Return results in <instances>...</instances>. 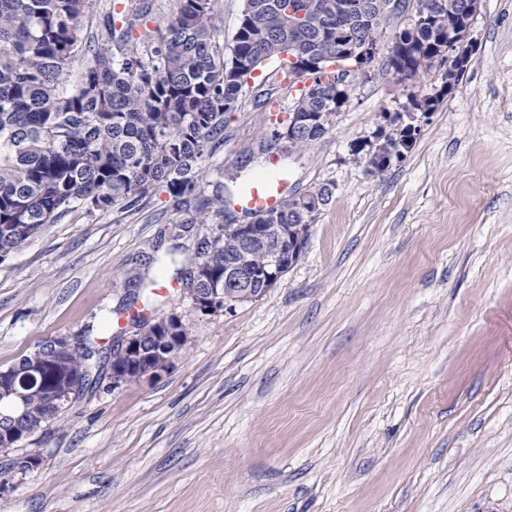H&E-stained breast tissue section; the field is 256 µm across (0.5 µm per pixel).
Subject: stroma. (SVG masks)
<instances>
[{
  "label": "stroma",
  "instance_id": "1",
  "mask_svg": "<svg viewBox=\"0 0 512 512\" xmlns=\"http://www.w3.org/2000/svg\"><path fill=\"white\" fill-rule=\"evenodd\" d=\"M463 78L401 161L352 152L406 119L412 96L381 62L310 147L288 190L334 197L298 261L256 299L204 313L166 279L158 314L187 343L167 373L73 395L0 466L37 452L0 512H512V0H482ZM264 95L265 109L254 106ZM296 90L272 66L243 88L210 155L205 192L263 165ZM186 202L48 224L0 262V367L100 327L154 248L193 247Z\"/></svg>",
  "mask_w": 512,
  "mask_h": 512
}]
</instances>
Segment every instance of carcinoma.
I'll return each instance as SVG.
<instances>
[{"instance_id":"obj_1","label":"carcinoma","mask_w":512,"mask_h":512,"mask_svg":"<svg viewBox=\"0 0 512 512\" xmlns=\"http://www.w3.org/2000/svg\"><path fill=\"white\" fill-rule=\"evenodd\" d=\"M427 11L413 31L401 66L418 81L432 69L429 59L448 36V18L467 16L469 0H406ZM318 9L297 26L288 16V0H244L230 54L224 55L215 24L214 0H174L162 28L148 27L150 5L144 0H107L106 22H94L93 0H0V262L45 224L69 213L132 210L164 187L175 197L197 200L183 223L208 225L189 259L191 285L199 268L198 288L224 287V259L239 252V238L224 233L236 226L230 212L234 193L224 196L216 184L202 195L203 163L224 140V114L237 110L251 69L235 79L231 68L279 59L288 46L311 52L316 66L292 69L285 59L277 73L299 89L294 111L319 115L323 121L300 126L288 150L311 146L329 130L336 115V42L338 29L359 28L360 35L385 32L398 37L406 25L404 11L393 8L361 22L343 8L352 0H313ZM317 206L301 194L283 197L274 210L251 213L260 224L288 229V238L307 239L308 230L333 198L330 186ZM153 277L136 287L137 301L156 307ZM90 330L53 362L33 374L17 372L0 380V389H21L29 396L15 412L12 446L23 433L44 425L42 399L70 388L94 387L104 365L122 362L121 350H101Z\"/></svg>"}]
</instances>
